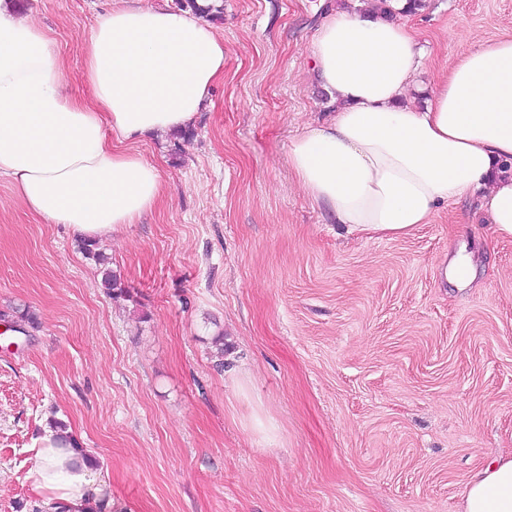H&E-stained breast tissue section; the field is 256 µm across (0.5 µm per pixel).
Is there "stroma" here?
<instances>
[{
  "label": "stroma",
  "mask_w": 512,
  "mask_h": 512,
  "mask_svg": "<svg viewBox=\"0 0 512 512\" xmlns=\"http://www.w3.org/2000/svg\"><path fill=\"white\" fill-rule=\"evenodd\" d=\"M217 2L224 76L189 136L136 143L163 195L98 240L107 266L0 177V512H37L58 422L119 512H458L471 475L512 454V240L472 199L399 239L341 231L288 165L331 109L310 47L336 0ZM16 5L86 98L83 39L112 0ZM403 21L427 52L421 103L512 37V0H425ZM461 255L465 282L447 275ZM16 309L36 326L13 332Z\"/></svg>",
  "instance_id": "obj_1"
}]
</instances>
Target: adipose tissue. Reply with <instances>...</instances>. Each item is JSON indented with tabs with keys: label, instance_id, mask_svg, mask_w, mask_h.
<instances>
[{
	"label": "adipose tissue",
	"instance_id": "adipose-tissue-1",
	"mask_svg": "<svg viewBox=\"0 0 512 512\" xmlns=\"http://www.w3.org/2000/svg\"><path fill=\"white\" fill-rule=\"evenodd\" d=\"M93 101L68 96L52 40L0 0V177L48 224L88 241L135 223L162 177L132 144L190 127L224 76V41L205 17L168 0H114L83 41ZM335 102L307 125L288 163L310 200L347 233L396 239L438 206L477 199L494 235L512 240V38L452 66L423 106L405 102L425 54L415 32L367 0L332 9L311 44ZM77 438L45 428L32 479L46 512H96L105 483L75 465ZM461 512H512V454L472 478Z\"/></svg>",
	"mask_w": 512,
	"mask_h": 512
}]
</instances>
